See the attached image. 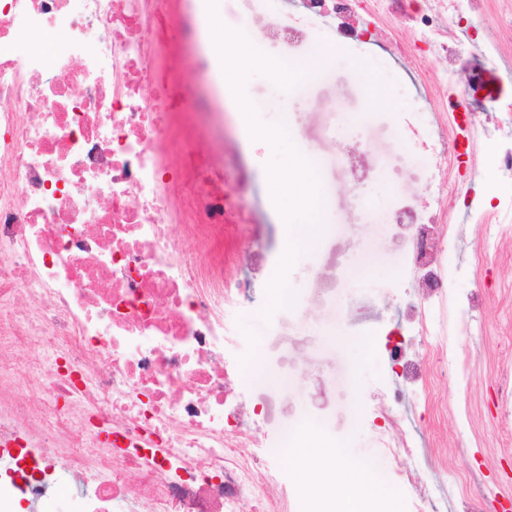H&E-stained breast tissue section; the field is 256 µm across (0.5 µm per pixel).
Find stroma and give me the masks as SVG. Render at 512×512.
Here are the masks:
<instances>
[{"instance_id":"1","label":"stroma","mask_w":512,"mask_h":512,"mask_svg":"<svg viewBox=\"0 0 512 512\" xmlns=\"http://www.w3.org/2000/svg\"><path fill=\"white\" fill-rule=\"evenodd\" d=\"M224 5L228 28L254 19V36L267 55L294 61L310 53L313 44L272 43L265 37L266 28L303 21L300 0H224ZM490 21L487 13L471 16L470 35L458 43L476 61L498 68L501 97L469 106L492 115L493 121L473 133L476 148L461 168L473 205H449L453 229L438 239L441 262L448 267L447 300L428 310L427 318L436 339L447 346L443 364L415 334L416 312L424 299L412 235L387 218L420 203L430 184L446 179L448 159L435 155L422 162L418 141L403 131L411 123L428 127L429 113L392 80L387 101L370 103L354 67L355 59L366 55L388 73L393 65L388 42L412 39L405 22L386 24L385 43L345 47L337 44L328 24L305 21L316 42L335 48L325 77L288 93L258 73L246 85L262 121H275L284 111L291 115L297 140L320 159L329 200L325 237L297 259L287 276L295 303L278 310L267 326L261 314L288 234L267 181L276 152L254 150L243 138L244 116L236 99L226 97L214 81L221 62L193 77L186 92L189 100L202 98L209 104L198 124L201 133H217L224 140L225 184L243 186L249 221L234 225L229 245L240 294L226 316V329L239 361L261 356L285 381L279 392L250 386L246 393L261 410L254 423L266 433L268 457L285 477L291 512H304L305 495L279 445L284 431L308 415L319 419L329 436L345 442L354 457L378 465L398 501L422 494L447 501L453 512H475L487 501L512 502V437L503 436L499 411L501 396L512 386L498 370L502 359L512 360V351L505 349L512 339V233L487 218L497 202L494 187L501 173L486 147L512 137V110L502 105L512 99V50L483 55L471 35L483 32ZM353 146L361 148L367 170L358 182L347 157ZM257 253L265 265L253 262ZM368 260L378 268L371 277L359 272ZM330 328L372 337L373 361L359 362L326 344L324 333ZM389 336L403 343L416 370L413 378L393 371L384 348ZM394 416L401 418L402 433L414 444L412 488L395 485L398 459L377 441L378 431ZM452 472L465 476L462 489H449Z\"/></svg>"}]
</instances>
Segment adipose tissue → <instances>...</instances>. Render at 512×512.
Returning a JSON list of instances; mask_svg holds the SVG:
<instances>
[{"mask_svg":"<svg viewBox=\"0 0 512 512\" xmlns=\"http://www.w3.org/2000/svg\"><path fill=\"white\" fill-rule=\"evenodd\" d=\"M283 450L295 462L303 487H310L311 474H320L328 490L325 512H393L394 492L379 482L377 467L355 459L318 420L307 416L289 428Z\"/></svg>","mask_w":512,"mask_h":512,"instance_id":"ef3b65f1","label":"adipose tissue"}]
</instances>
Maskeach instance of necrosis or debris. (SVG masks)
I'll return each instance as SVG.
<instances>
[{"mask_svg": "<svg viewBox=\"0 0 512 512\" xmlns=\"http://www.w3.org/2000/svg\"><path fill=\"white\" fill-rule=\"evenodd\" d=\"M302 3L350 41L360 18L402 15L439 50L461 91L423 97L429 154H453L450 115L500 83L448 45L487 0ZM176 29L195 34L172 0H0V512H41L61 486L84 512H287L226 354L224 227L248 217L181 104ZM20 30L52 41L18 52ZM458 193L393 217L431 296Z\"/></svg>", "mask_w": 512, "mask_h": 512, "instance_id": "4bbe7bcc", "label": "necrosis or debris"}]
</instances>
